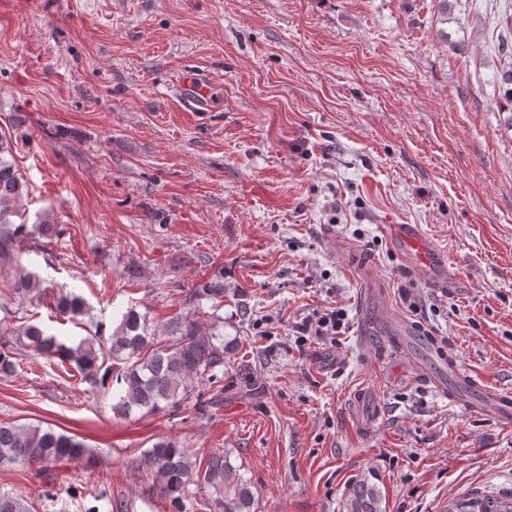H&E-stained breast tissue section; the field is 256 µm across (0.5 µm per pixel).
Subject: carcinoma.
Returning a JSON list of instances; mask_svg holds the SVG:
<instances>
[{
  "label": "carcinoma",
  "instance_id": "obj_1",
  "mask_svg": "<svg viewBox=\"0 0 512 512\" xmlns=\"http://www.w3.org/2000/svg\"><path fill=\"white\" fill-rule=\"evenodd\" d=\"M12 137L0 134V271L12 275L10 287L20 298H39L41 281L17 264L36 238L52 239L57 235L53 220L40 217L30 225L21 212L28 193L27 182L13 156ZM19 222H14V219ZM198 300L224 297L221 274L205 280L192 290ZM53 310L81 324L89 304L79 294L59 292L52 295ZM223 325L221 317L211 316L206 329L199 319L176 315L160 331L146 314L130 307L108 336L100 326L76 345L69 346L49 334L38 323L27 319L0 331V377H12L21 368L20 356L32 352L56 358L75 370L91 386L108 383L111 368L119 367L115 383L119 386L112 413L127 417L138 410L144 415L177 407L190 399L198 384L207 381L218 385L224 366V342L215 329ZM87 456L84 443L76 437L39 425L0 422V467L31 466L50 474L63 461L80 463ZM194 449L172 439L161 438L143 456V465L163 496L173 503L176 512H256L254 494L230 455L218 451L210 454L203 468L196 467ZM195 489H190V486ZM378 486L367 480L355 482L344 503L345 512H385ZM0 512H31L28 497L0 491ZM448 512H512V495H472L453 500Z\"/></svg>",
  "mask_w": 512,
  "mask_h": 512
}]
</instances>
